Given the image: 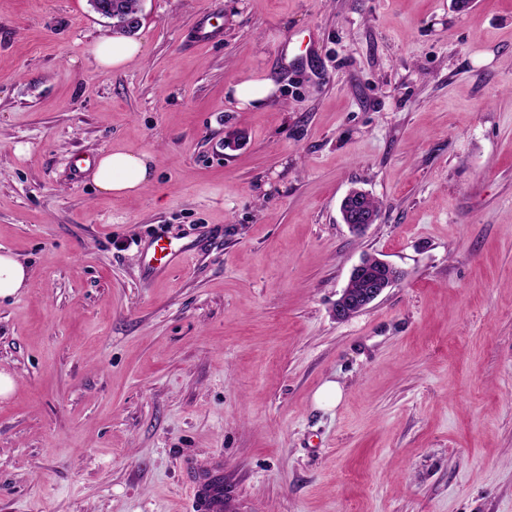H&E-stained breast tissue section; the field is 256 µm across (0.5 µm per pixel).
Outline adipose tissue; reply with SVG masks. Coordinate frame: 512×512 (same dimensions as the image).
Wrapping results in <instances>:
<instances>
[{
    "label": "adipose tissue",
    "mask_w": 512,
    "mask_h": 512,
    "mask_svg": "<svg viewBox=\"0 0 512 512\" xmlns=\"http://www.w3.org/2000/svg\"><path fill=\"white\" fill-rule=\"evenodd\" d=\"M142 50L143 45L137 40L102 37L91 45L90 54L98 68L113 70L127 65ZM152 178L151 157L123 147L100 153L93 171L98 191L127 199L139 197Z\"/></svg>",
    "instance_id": "obj_1"
}]
</instances>
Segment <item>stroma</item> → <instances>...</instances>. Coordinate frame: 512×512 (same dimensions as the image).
I'll use <instances>...</instances> for the list:
<instances>
[{"mask_svg":"<svg viewBox=\"0 0 512 512\" xmlns=\"http://www.w3.org/2000/svg\"><path fill=\"white\" fill-rule=\"evenodd\" d=\"M139 18L103 71L89 0H0V250L31 271L0 301V512H194L201 477L224 512H512V0ZM246 78L274 98L238 110ZM116 146L156 164L138 199L71 174ZM160 236L186 253L151 276ZM366 255L401 278L336 320ZM143 44L133 39L101 37L90 47V54L102 70L119 69L138 57ZM365 192L352 190L342 200L341 205L345 204V208L341 210L342 220L344 224H347L350 229H358L365 233L367 229L372 225L376 224L378 215L371 209L378 211L379 203L374 198H367L365 205L371 209H368L364 204Z\"/></svg>","mask_w":512,"mask_h":512,"instance_id":"stroma-1","label":"stroma"}]
</instances>
